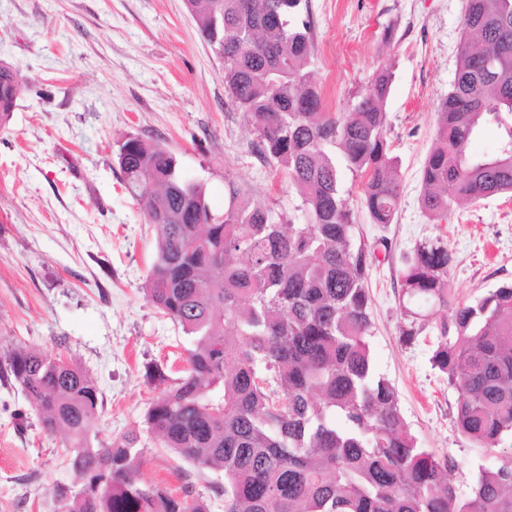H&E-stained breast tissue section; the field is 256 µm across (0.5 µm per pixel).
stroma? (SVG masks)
I'll return each mask as SVG.
<instances>
[{"instance_id": "obj_1", "label": "stroma", "mask_w": 512, "mask_h": 512, "mask_svg": "<svg viewBox=\"0 0 512 512\" xmlns=\"http://www.w3.org/2000/svg\"><path fill=\"white\" fill-rule=\"evenodd\" d=\"M464 5L309 0L308 64L332 112L348 111L377 68L393 73L384 109L402 183L394 222L372 223L359 191L350 195L355 237L369 253L373 365L394 385L419 445L455 462L448 479L462 494L500 455L458 431L460 393L431 356L452 308L512 283V197L449 198L439 224L420 204L438 107L464 38ZM1 63L26 89L0 131V355L20 346L77 364L102 394L95 442L142 430V480L224 512L215 492L223 473L177 458L142 429L147 407L165 392L147 381L146 366L177 378L188 341L144 293L156 231L125 189L115 156L127 135L157 141L186 178L204 184L217 215L231 184L296 219L300 196L258 154L249 117L225 91L224 64L185 0H0ZM435 238L453 256L448 305L417 304L422 331L408 343L401 272L414 246ZM69 459L21 390L0 382V512H61L57 489L78 488Z\"/></svg>"}]
</instances>
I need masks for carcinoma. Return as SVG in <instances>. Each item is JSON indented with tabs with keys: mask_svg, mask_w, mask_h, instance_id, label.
<instances>
[{
	"mask_svg": "<svg viewBox=\"0 0 512 512\" xmlns=\"http://www.w3.org/2000/svg\"><path fill=\"white\" fill-rule=\"evenodd\" d=\"M186 3L223 58L225 88L260 153L302 196L306 223L284 221L231 183L217 217L173 154L124 138L122 180L157 233L144 291L189 340L187 368L147 408V431L159 447L224 472V512H512V446L458 496L447 478L455 463L418 445L395 388L373 368L367 254L343 173L359 178L372 222L392 223L400 179L383 106L393 73L377 70L350 111L328 112L307 70L308 0ZM464 31L422 171L421 208L435 222L448 216L450 190L473 203L512 193V0H466ZM23 90L1 64V130ZM487 125L499 129L498 147L475 155ZM451 265L440 239L417 244L403 294L448 305ZM432 363L461 391L459 432L499 448L512 435V283L454 308ZM0 375L43 429L65 433L81 487L61 489L62 512H208L200 499L141 483L138 430L91 446L100 391L78 366L18 347Z\"/></svg>",
	"mask_w": 512,
	"mask_h": 512,
	"instance_id": "cac0c4a2",
	"label": "carcinoma"
}]
</instances>
